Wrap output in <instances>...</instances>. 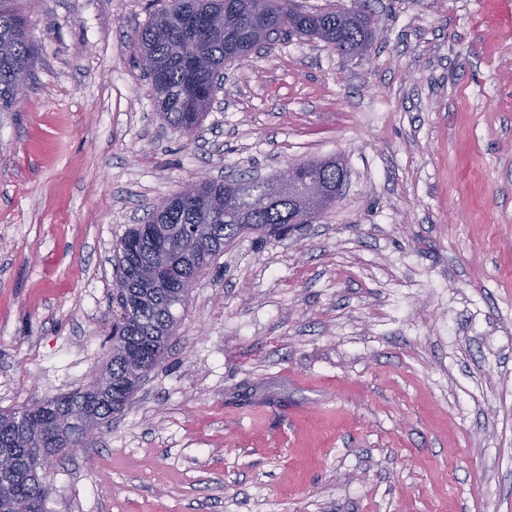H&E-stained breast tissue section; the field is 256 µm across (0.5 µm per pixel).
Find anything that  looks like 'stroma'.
<instances>
[{
    "label": "stroma",
    "mask_w": 512,
    "mask_h": 512,
    "mask_svg": "<svg viewBox=\"0 0 512 512\" xmlns=\"http://www.w3.org/2000/svg\"><path fill=\"white\" fill-rule=\"evenodd\" d=\"M377 20L225 64L190 136L139 33L167 0H0L35 47L0 112V410L109 359L118 240L201 178L339 158L338 207L240 237L48 512H512V0H296Z\"/></svg>",
    "instance_id": "35a3bbf8"
}]
</instances>
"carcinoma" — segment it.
Instances as JSON below:
<instances>
[{
	"instance_id": "carcinoma-1",
	"label": "carcinoma",
	"mask_w": 512,
	"mask_h": 512,
	"mask_svg": "<svg viewBox=\"0 0 512 512\" xmlns=\"http://www.w3.org/2000/svg\"><path fill=\"white\" fill-rule=\"evenodd\" d=\"M376 21L363 9L327 8L307 13L295 8L293 0H168V5L145 27L139 41L142 55L150 60V74L157 111L172 128L193 133L192 111L205 116L207 106L190 109L189 101L213 86L224 64L234 62L251 48L282 34H296L335 44L341 53L362 55L370 47ZM33 53L26 20L0 10V112L18 101V87L26 81ZM311 175L336 185L341 167L334 159L314 160ZM241 188L224 190V182L199 181L160 201L147 213L144 225L155 233H182L193 225L202 229L200 238L175 245L171 261L174 276L147 285L131 272L134 252L146 259L155 249L146 241L128 246L137 234L131 227L120 238L116 277V310L119 335L112 337L111 356L98 379L94 422L108 429L112 417L124 410L144 372L161 360L179 323L173 308L189 298L197 279L224 253L227 243L245 233H267L284 237L296 223L295 204L259 192L251 179H239ZM16 412L0 413V449L15 448L16 437L9 420ZM81 445L52 443L44 431L30 432L26 445L5 464L0 461V492L11 491L20 477L38 471L52 457Z\"/></svg>"
}]
</instances>
